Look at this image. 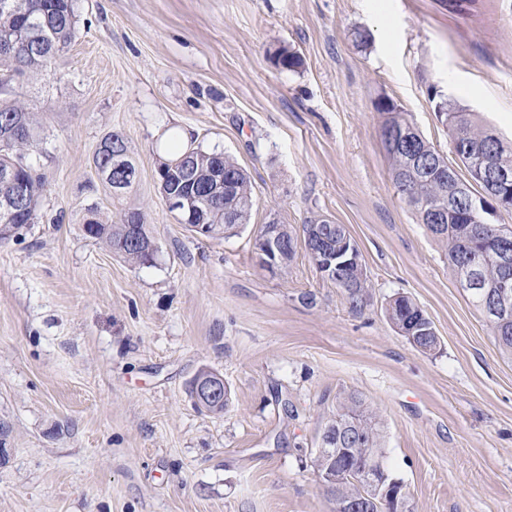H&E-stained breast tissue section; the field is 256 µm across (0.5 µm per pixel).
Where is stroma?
Segmentation results:
<instances>
[{"label": "stroma", "mask_w": 512, "mask_h": 512, "mask_svg": "<svg viewBox=\"0 0 512 512\" xmlns=\"http://www.w3.org/2000/svg\"><path fill=\"white\" fill-rule=\"evenodd\" d=\"M68 48L22 93L40 114L33 224L0 241V512H336L312 460L336 399L376 408L407 512H512V357L398 193L379 100L456 163L431 94L512 146V0H76ZM370 33L369 47L353 40ZM282 46L304 60L275 64ZM121 134L138 177L113 198L94 164ZM249 174V223L200 238L157 191L166 136ZM142 210L133 266L89 212ZM344 225L369 298L352 310L304 247L272 275L275 220ZM410 297L440 340L418 351L386 308ZM223 376L221 414L189 383Z\"/></svg>", "instance_id": "1"}]
</instances>
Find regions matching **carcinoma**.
<instances>
[{"mask_svg":"<svg viewBox=\"0 0 512 512\" xmlns=\"http://www.w3.org/2000/svg\"><path fill=\"white\" fill-rule=\"evenodd\" d=\"M12 9L0 11V44L7 42L10 47L0 48V89L8 82H21L24 78L40 74L52 68L55 58L71 43L75 34L77 15L75 0H11ZM278 65L289 71L303 66L300 55L286 47L275 53ZM434 110L443 113L452 142H466L471 145L470 159L465 166L471 177L485 167H496L512 175V147L503 142L491 130L473 123L471 113L445 99L435 101ZM377 111L385 114L384 124L408 126L410 121L397 107L389 102L377 105ZM38 118L30 111L27 103L18 97H0V241L7 240L19 229L33 222L44 183L34 167L26 160V155L36 147ZM119 147L123 159L131 172L136 167L130 159L124 138L113 133L101 142L95 155L96 168L104 182L119 197L130 190L136 179H128L121 171L112 170V147ZM390 161L391 175L400 195L424 219V214L434 210H448V197L456 192L461 178L456 171L448 168V160L427 140L420 137L413 149L441 165V169L428 174L413 172L409 168L408 152L401 146L393 147L384 143ZM181 161L200 180L207 179L220 168L233 179V185L224 193L213 197V203L196 214L195 222L208 227V237L214 239L234 235L249 223L255 204L253 185L247 172L232 158L221 152H208L192 145L186 146L172 158L159 162L157 171L160 195H190L191 185L180 178L178 171L171 170L174 162ZM16 185L25 188L27 197L20 205L4 209L1 207L8 192ZM316 230L326 233L327 240L337 245L346 229L342 224H333L317 218L302 225V231ZM427 229L446 246L448 266L453 274H458L457 256L469 253L475 256L477 270L484 288L470 295L472 302L482 312L487 313V304L497 293V283L503 275L498 263V250L512 251V227L503 224L482 223V215L461 217L448 214V221ZM84 233L103 243L111 251L122 256L131 265H150L156 253L148 250L154 242L145 224V214L141 210H128L120 213L117 221L102 219L94 213L83 224ZM352 287L345 288L336 280H331L341 289L347 302L355 311L364 306L367 278L363 266L351 267L343 273ZM417 307L411 299L401 296L387 308L390 322L402 328L410 309ZM495 340L500 349L512 355V306L497 316L487 317ZM336 411L345 417L348 412L359 413V421L348 430L359 436L357 444H336V450L329 452L319 447L314 457V466L319 474L336 477L333 490L329 494L337 502L368 501L371 490L352 470V461L367 459L372 455L383 458L381 445V423L374 408L355 393H346L336 401Z\"/></svg>","mask_w":512,"mask_h":512,"instance_id":"carcinoma-1","label":"carcinoma"}]
</instances>
